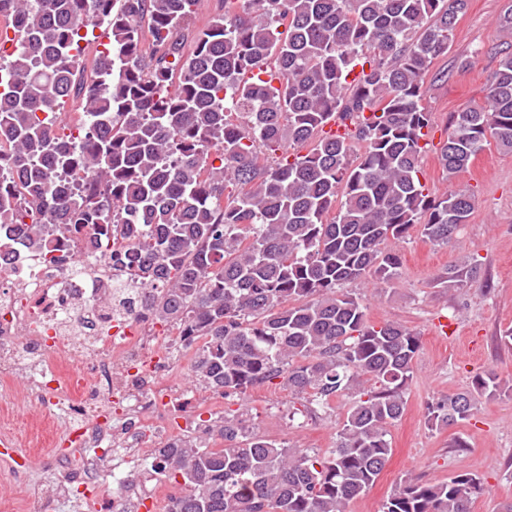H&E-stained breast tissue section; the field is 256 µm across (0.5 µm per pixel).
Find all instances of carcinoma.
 <instances>
[{
	"label": "carcinoma",
	"mask_w": 512,
	"mask_h": 512,
	"mask_svg": "<svg viewBox=\"0 0 512 512\" xmlns=\"http://www.w3.org/2000/svg\"><path fill=\"white\" fill-rule=\"evenodd\" d=\"M197 2L0 0V250L18 239L52 262L85 227L122 236L112 259L158 284L157 321L205 338L192 371L226 398L278 379L324 409L360 388L327 454L227 416L209 425L222 447L190 440L150 464L183 490L170 512H347L386 467L421 342L370 322L340 285L388 283L390 243L418 224L446 242L470 220L471 197L429 199L420 166L425 77L469 0H224L190 33ZM102 26L86 78L80 43ZM74 98L82 126L68 133L60 111ZM489 99L451 117L448 177L491 144L512 152V55ZM332 121L345 133L325 132ZM475 273L450 267L438 283L459 289ZM506 389L479 376L429 421H465ZM480 491L467 474L408 479L381 512H472Z\"/></svg>",
	"instance_id": "1"
}]
</instances>
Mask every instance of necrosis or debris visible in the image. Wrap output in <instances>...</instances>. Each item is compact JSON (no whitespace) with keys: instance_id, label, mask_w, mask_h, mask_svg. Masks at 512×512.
Masks as SVG:
<instances>
[{"instance_id":"necrosis-or-debris-1","label":"necrosis or debris","mask_w":512,"mask_h":512,"mask_svg":"<svg viewBox=\"0 0 512 512\" xmlns=\"http://www.w3.org/2000/svg\"><path fill=\"white\" fill-rule=\"evenodd\" d=\"M89 237L73 235L55 264L14 249L0 265V401L27 400L58 444L42 456L57 474L54 498L29 482L25 458L11 460L23 512H52L57 500L81 512H141L151 497L146 448L160 438L210 440V398L188 407L180 386L181 329L158 331L147 282L113 265L122 239L93 247ZM114 466L122 488L108 498L99 486Z\"/></svg>"}]
</instances>
